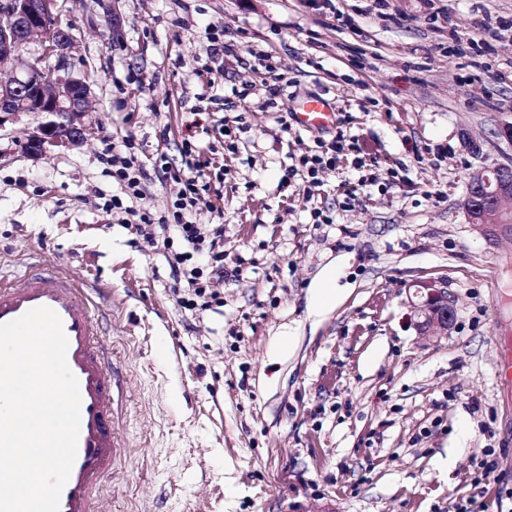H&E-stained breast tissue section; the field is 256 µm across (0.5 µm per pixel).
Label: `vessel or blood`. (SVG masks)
I'll return each instance as SVG.
<instances>
[{"mask_svg":"<svg viewBox=\"0 0 512 512\" xmlns=\"http://www.w3.org/2000/svg\"><path fill=\"white\" fill-rule=\"evenodd\" d=\"M335 114L320 96L309 98L296 121L306 128L333 124ZM100 289L75 280L61 269L28 272L0 279V323L46 306L61 318L68 339L67 362L81 396L78 449L65 484L60 512H104L103 484L120 457L123 436L112 412L115 379L112 358L98 344L96 313Z\"/></svg>","mask_w":512,"mask_h":512,"instance_id":"obj_1","label":"vessel or blood"}]
</instances>
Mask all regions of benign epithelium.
<instances>
[{"label":"benign epithelium","instance_id":"benign-epithelium-1","mask_svg":"<svg viewBox=\"0 0 512 512\" xmlns=\"http://www.w3.org/2000/svg\"><path fill=\"white\" fill-rule=\"evenodd\" d=\"M56 0H8L0 21V131L23 115L24 127L13 129L36 158L51 150H69L83 143L90 130L91 77L65 71L74 49L70 24L55 13ZM38 55L22 58L32 42ZM461 208L467 223L489 241L512 222V163L485 164L470 173ZM410 321L428 341L448 337L456 318L448 288L433 281L416 285L408 300Z\"/></svg>","mask_w":512,"mask_h":512}]
</instances>
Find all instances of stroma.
I'll return each mask as SVG.
<instances>
[{
  "mask_svg": "<svg viewBox=\"0 0 512 512\" xmlns=\"http://www.w3.org/2000/svg\"><path fill=\"white\" fill-rule=\"evenodd\" d=\"M333 3L119 0L114 36L88 0H57L69 67L93 74V132L38 159L0 133V273L36 261L112 290L102 343L125 442L104 486L112 512H512L498 373L512 240L487 241L459 206L469 173L512 160L494 134L512 118V0ZM210 26L234 53L214 52ZM267 51L290 82L274 99L257 67ZM314 95L334 126L297 124ZM226 121L245 128L231 150ZM340 125L375 185L358 189L344 155L312 190L282 188ZM127 134L142 161L181 167L187 138L227 169L209 216L224 227L223 307L181 308L163 245L104 209L101 154ZM317 209L332 223L314 224ZM329 272L339 295L320 309ZM428 279L457 303L436 343L409 320L408 290Z\"/></svg>",
  "mask_w": 512,
  "mask_h": 512,
  "instance_id": "1",
  "label": "stroma"
}]
</instances>
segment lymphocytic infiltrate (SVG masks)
<instances>
[{
	"label": "lymphocytic infiltrate",
	"mask_w": 512,
	"mask_h": 512,
	"mask_svg": "<svg viewBox=\"0 0 512 512\" xmlns=\"http://www.w3.org/2000/svg\"><path fill=\"white\" fill-rule=\"evenodd\" d=\"M136 140L126 135L107 143L104 162L112 169L116 190L105 203L107 209L130 216L135 229L147 244L163 243L171 252V270L175 280L185 283L182 308L202 309L221 304L222 299L211 286L213 276L224 272V227L202 222L201 216L211 210L209 200L212 180H223V173L212 172L203 161L198 147L190 140L181 144L182 166L172 168L165 154H157L152 167H145L136 154ZM357 141L337 132L326 153L301 158L299 167L289 168L288 177L302 176L304 183H318L321 170L334 168L337 156L345 151H358ZM177 181L179 190L163 210L146 207L148 170Z\"/></svg>",
	"instance_id": "obj_1"
}]
</instances>
